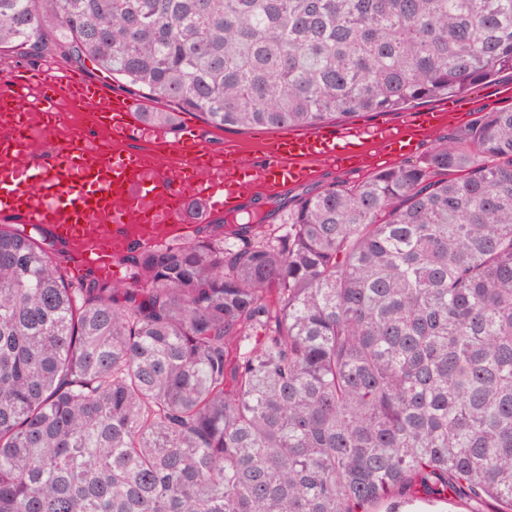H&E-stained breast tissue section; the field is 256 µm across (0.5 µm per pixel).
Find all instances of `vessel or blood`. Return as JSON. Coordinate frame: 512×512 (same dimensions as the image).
Returning a JSON list of instances; mask_svg holds the SVG:
<instances>
[{"label":"vessel or blood","mask_w":512,"mask_h":512,"mask_svg":"<svg viewBox=\"0 0 512 512\" xmlns=\"http://www.w3.org/2000/svg\"><path fill=\"white\" fill-rule=\"evenodd\" d=\"M141 109L73 69L44 64L0 75V214L46 227L73 259V275L112 277L135 245L179 239L188 197L231 215L254 198L315 180L321 163L352 161L361 141L413 154L421 132L445 114L422 111L401 130L320 124L283 131L251 161L229 145L211 151L187 126L169 158L160 150L169 128L142 122ZM30 110L43 117L34 128L23 121ZM50 140L53 150L32 159L35 144Z\"/></svg>","instance_id":"obj_1"}]
</instances>
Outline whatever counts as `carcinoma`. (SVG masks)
Listing matches in <instances>:
<instances>
[{"mask_svg": "<svg viewBox=\"0 0 512 512\" xmlns=\"http://www.w3.org/2000/svg\"><path fill=\"white\" fill-rule=\"evenodd\" d=\"M5 49L308 128L512 70V0H0ZM275 203L135 247L134 288L0 224V512H512V108ZM474 504L463 495L448 496V500L435 501L434 503L428 502H413L402 510L407 512H472Z\"/></svg>", "mask_w": 512, "mask_h": 512, "instance_id": "cac0c4a2", "label": "carcinoma"}]
</instances>
